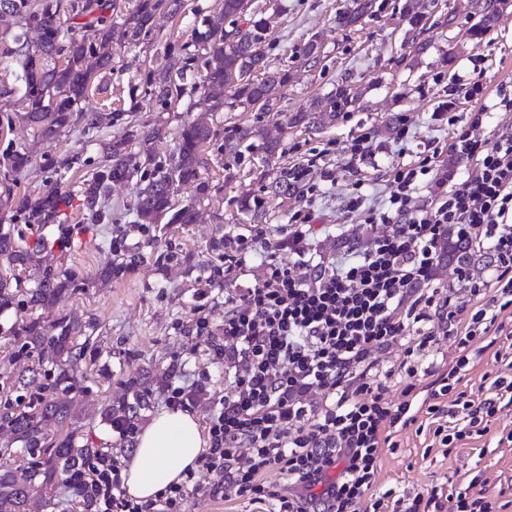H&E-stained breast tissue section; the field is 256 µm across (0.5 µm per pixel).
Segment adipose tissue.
Here are the masks:
<instances>
[{"label": "adipose tissue", "mask_w": 512, "mask_h": 512, "mask_svg": "<svg viewBox=\"0 0 512 512\" xmlns=\"http://www.w3.org/2000/svg\"><path fill=\"white\" fill-rule=\"evenodd\" d=\"M207 442L198 418L187 409L158 412L137 436V448L122 472L128 495L141 503L155 501L196 468Z\"/></svg>", "instance_id": "adipose-tissue-1"}]
</instances>
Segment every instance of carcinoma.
<instances>
[{
  "label": "carcinoma",
  "mask_w": 512,
  "mask_h": 512,
  "mask_svg": "<svg viewBox=\"0 0 512 512\" xmlns=\"http://www.w3.org/2000/svg\"><path fill=\"white\" fill-rule=\"evenodd\" d=\"M70 11L88 19L84 28L91 31L70 42L64 61L58 47L60 28L57 24L62 0H0V10H9L24 20V25L41 31L36 47L17 35L11 54L21 62L23 94L30 110L19 116V122L51 138L72 126L82 124L84 129L96 130L101 124L99 113L78 111L75 104L88 96V90L97 72L112 65L113 44H137L148 36L156 14L176 15L182 8L181 0H136L121 22L112 24L105 17L110 8L107 0H70ZM373 0H349L345 9L336 14V26L347 29L363 17L372 15ZM247 11L246 0H224L222 12L214 18L202 20L204 30L195 31L198 53L186 58L184 68H196L203 60L204 74L200 76V91L196 105L200 114L181 125L174 151L158 152L160 129L128 123L125 137L101 143V152L91 178L83 182L81 212L90 224H110L112 214L104 207V200L112 191V183L123 181L140 172L143 186L139 189L135 209L136 223L154 225L162 217L169 224L196 222V206L211 185L201 177L203 154L217 133L206 120L207 113L219 109L230 111L243 106L259 112L273 111L280 92L288 84L285 68L271 69L266 61L265 46L267 22L253 16L246 29L236 27L237 19ZM234 25L224 29V22ZM186 74H175L154 68L144 81V96L134 98L129 110L116 111L111 118L121 120L127 113L138 112L153 104L165 109L185 94ZM356 101L348 82L336 87L334 94L316 98L304 112H276L281 128L297 126L325 128L333 125L341 108ZM250 139L263 141L268 159L275 158L281 145L279 140L267 139L262 125L236 127L224 137L220 150L228 155L241 156L240 147ZM138 145L132 151L131 143ZM305 171L300 168L283 169L272 186L273 192L293 196L303 192ZM192 182L196 193L184 204L175 203L180 186ZM6 202H16V210L25 224L40 228L57 224L56 238L42 241L30 248L25 245L23 231L0 226V261L11 268L29 271L35 278L32 288L22 287L19 278L0 277V317L10 312L20 315L7 332L14 343L15 359L38 358L37 365L0 382V451L15 449L21 454L19 464L0 470V512H28L30 499L35 495L54 496L58 486L70 489L72 495L89 512L93 506L94 490L86 478V466L91 454L89 444L81 442L69 432H52L49 425L63 426L77 417L75 403L83 392L86 380L84 365L87 356L95 352L93 338L97 324L76 311L64 313L46 323L36 311L54 302L60 295L76 292L85 285V279L54 264L50 257L53 248L65 249L68 228L58 223L59 204L63 193L59 185L51 186L44 194L30 197L5 185ZM144 260L142 246H129L124 236L119 242L109 243L108 253L93 274L101 282H109L134 269ZM474 262V255L454 224L448 225V234L441 244V261L435 267L456 264L465 273ZM151 407L149 392L141 388L139 380L126 381L125 396L119 401L107 399L100 404L99 424L106 430L121 422L135 430L136 422Z\"/></svg>",
  "instance_id": "cac0c4a2"
}]
</instances>
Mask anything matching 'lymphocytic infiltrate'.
Returning a JSON list of instances; mask_svg holds the SVG:
<instances>
[{"label":"lymphocytic infiltrate","mask_w":512,"mask_h":512,"mask_svg":"<svg viewBox=\"0 0 512 512\" xmlns=\"http://www.w3.org/2000/svg\"><path fill=\"white\" fill-rule=\"evenodd\" d=\"M461 94L479 102L457 132L453 152L463 160L460 174L440 179L434 156L399 164L392 189L369 223L386 226L372 247L329 263L307 251L311 212L291 217L288 248L295 262L270 259L263 279L224 298V339L231 343L239 372L234 388L209 420V448L200 471L212 475L209 494L273 503V512H386V494L375 489L382 448L392 445L418 413H444L452 398L463 424L439 440L453 442L488 431L490 417L512 404V381H494L495 395L473 398L459 385L472 342L502 335L497 319L512 298V131L488 139L483 130L491 109L512 112V95L498 92L484 105V86L472 78ZM435 186L431 204L419 207L414 193ZM457 225L475 248L496 259L494 292L466 279V304L451 303L432 284L438 247L449 225ZM307 274H299V267ZM454 326L458 356L421 397L426 367L415 364L417 349L436 339V325ZM403 342L405 357L355 391L346 378L371 354ZM402 402H393L391 386ZM321 393L319 409L305 406L309 391ZM89 478L96 492L93 512H184L194 476L169 487L147 505L129 499L120 466L99 452ZM499 500L444 485L409 499L404 512H498Z\"/></svg>","instance_id":"obj_1"}]
</instances>
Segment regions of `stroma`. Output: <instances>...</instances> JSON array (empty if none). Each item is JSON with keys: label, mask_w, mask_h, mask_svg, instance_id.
Wrapping results in <instances>:
<instances>
[{"label": "stroma", "mask_w": 512, "mask_h": 512, "mask_svg": "<svg viewBox=\"0 0 512 512\" xmlns=\"http://www.w3.org/2000/svg\"><path fill=\"white\" fill-rule=\"evenodd\" d=\"M177 16L157 15L154 30L139 45H116L111 69L101 71L84 100V107L104 112L128 108L130 94L139 87L144 71L162 65L183 68L186 49L193 43V28L203 17L221 12L223 0H185ZM348 0H249L250 10L264 13L270 22L265 53L271 66L288 69L290 81L281 91L279 106L297 112L316 97L335 92L342 78H349L358 98L341 112L333 127L311 132L290 129L284 136L285 152L262 163L255 150L241 158L224 156L217 147L207 151L204 175L213 186L198 207L193 224H174L165 229L140 228L134 204L142 186L139 177L113 184L108 205L111 224H87L80 215V189L91 176L101 142L122 138L124 122L103 125L87 133L81 126L50 139L36 131L10 126V119L24 110L17 80L19 66L10 57L15 20L0 24V175L6 152H28L33 164L16 173L20 192L38 196L51 185H61L66 202L61 218L69 224L74 246L64 252L66 269L86 275L103 259L111 225H121L127 243H144V260L135 269L112 282L90 285L86 290L62 296L42 310L44 319L75 309L98 325L95 364L88 367V408L105 398L120 399L125 382L140 375L152 392L151 410L164 409L158 380L172 370L173 380L189 389L207 391L206 400L194 403L200 425L233 389L236 369L230 357L219 354L207 336H187L183 329L202 316L212 326L224 323V297L259 282L266 271L262 258L274 253L285 262L294 261L288 248V225L295 211L306 209L316 217L317 228L308 237L315 257L332 261L346 254V241L358 240L368 249L384 227L370 224L363 213L347 212L348 195L363 184L365 206L378 209L391 190V169L416 156L437 153L440 173L459 171L451 160L449 146L454 126L437 117L444 103H452L459 122H466L474 101L459 94L460 84L481 75L487 95L499 89L512 91V6L479 37L471 28L486 7V0H420L429 21L424 29L409 26L401 17L406 0H374L373 16L341 29L336 14ZM320 47L318 62L303 55L307 42ZM426 43L415 54L418 43ZM196 95H185L169 108L140 112L142 121L158 126L163 150H171L184 119L193 113ZM407 125L409 141L399 145L397 131ZM370 134V152L349 161L344 146L362 134ZM304 167L309 190L300 198L273 195L270 184L282 168ZM262 202L263 221L251 223L241 212L242 199ZM223 239L224 248L210 250L212 240ZM257 251L255 258L221 281L210 280L214 266L237 255L241 239ZM176 251L177 261H166L167 251ZM110 365L111 378L98 376L97 368ZM421 427H408L395 436L396 445L384 449L378 473L379 491L403 498L448 479L464 477L475 491L512 500V442H499L498 432L512 430V406L503 409L491 424L490 433L464 439L446 450L435 441L434 424L452 427L458 416L438 419L422 416Z\"/></svg>", "instance_id": "35a3bbf8"}]
</instances>
